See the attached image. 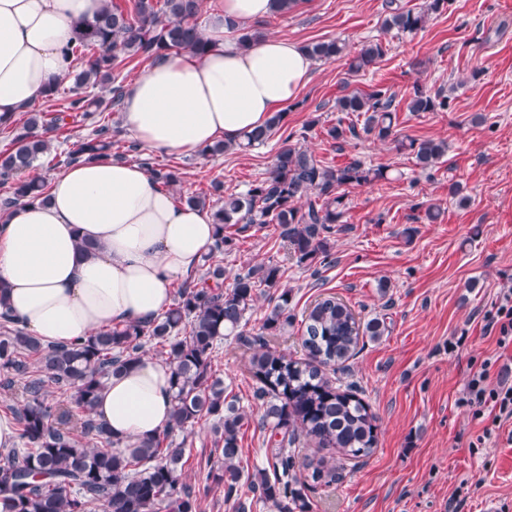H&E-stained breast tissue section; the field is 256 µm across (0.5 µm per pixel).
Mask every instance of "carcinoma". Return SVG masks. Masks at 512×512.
<instances>
[{
	"label": "carcinoma",
	"mask_w": 512,
	"mask_h": 512,
	"mask_svg": "<svg viewBox=\"0 0 512 512\" xmlns=\"http://www.w3.org/2000/svg\"><path fill=\"white\" fill-rule=\"evenodd\" d=\"M449 0H427L419 9L405 8L400 0H384L383 30L412 35L422 30L433 14L448 8ZM201 0H132L123 8L114 0L90 23L75 25L73 40L63 48L71 67H79L74 82L81 88L106 87L133 59L157 62L173 53L190 50L204 54L210 42L198 25ZM312 59L330 61L344 54L338 39L306 45ZM387 44L368 41L350 59L349 72L357 74L383 58ZM110 98L78 97L71 112L95 108L99 114L120 106V87L109 89ZM336 111L344 114L325 134L338 149L353 141L373 137L396 141L415 155L417 165L431 170L448 151L444 140L407 143L397 141L396 97L386 88L350 91L336 97ZM410 112L448 109V96L416 84L408 97ZM285 113L268 121L234 143L222 140L207 153L246 152L266 144L282 127ZM63 118L47 122L44 113L28 112L23 131L7 149L0 150V181L9 185L0 199L7 210L24 200L48 201L45 179L35 174L39 162L50 153L51 139L39 130L58 129ZM118 133L103 121L90 135L60 153V163L71 166L88 156H112V138ZM142 165L161 190L181 192L179 169L148 159ZM386 178L385 168H375L359 158L341 166H328L290 138L282 140L273 164L264 176L242 192L224 191V183L212 181V195L224 200L213 205L203 192L178 196L182 204L208 208L216 237L204 256L200 282H185L177 299L161 315L144 322L115 324L71 344L44 345L9 311L0 288V370L22 380L23 404L11 409L25 445L8 454L0 464V512H199L197 495L183 481V445L169 436L192 433L201 420L214 421V449L220 466L210 474L224 487V498H238L249 483L265 504L278 512L306 508L308 482L295 471V445L304 435L323 448H334L344 458L370 455L377 444V418L350 384L332 385L326 368L340 367L356 355L360 338L384 334L382 320L358 324L352 310L333 297L318 301L302 320L303 362L267 349L253 355L252 372L259 386L254 398L263 412L259 426L270 430L275 457L274 481L259 472L245 474L240 465L238 435L248 423L237 400H226L224 380L213 369L217 342L234 335L251 340L239 328L257 300L258 291H274L277 303L266 316L260 335L278 336L292 325V289L282 284L277 263H259L237 273L224 286V265L219 256L240 250L249 231L276 226L286 239L290 256L308 268L329 257L330 237L336 225L346 223V186L372 184ZM233 229L226 234L224 230ZM171 369L174 402L169 430L147 441L119 447L107 425L97 418L96 403L105 383L120 370L140 360L145 347ZM318 483L331 469L324 458L305 464Z\"/></svg>",
	"instance_id": "obj_1"
}]
</instances>
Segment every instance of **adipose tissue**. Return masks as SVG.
Listing matches in <instances>:
<instances>
[{"label": "adipose tissue", "instance_id": "obj_1", "mask_svg": "<svg viewBox=\"0 0 512 512\" xmlns=\"http://www.w3.org/2000/svg\"><path fill=\"white\" fill-rule=\"evenodd\" d=\"M103 0H0V119L44 98L68 72L63 47ZM273 0H224L201 26L212 42L148 66L123 89L127 131L161 153L234 142L297 97L313 61L300 44L240 31ZM215 239L208 209L175 203L141 166L90 158L56 173L50 201L0 212V282L12 313L42 343H73L104 326L166 311L173 283L196 276ZM168 365L149 357L112 377L97 413L120 443L171 423Z\"/></svg>", "mask_w": 512, "mask_h": 512}]
</instances>
